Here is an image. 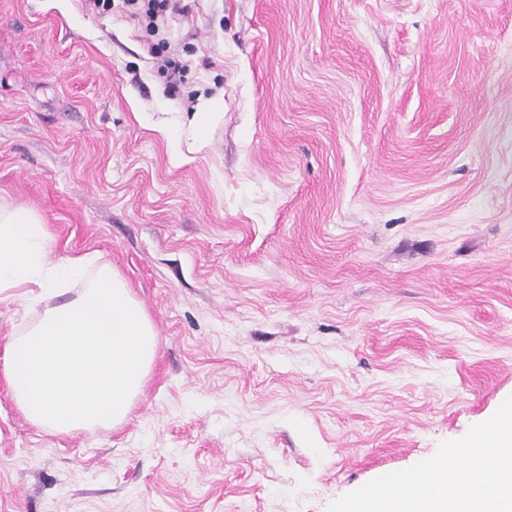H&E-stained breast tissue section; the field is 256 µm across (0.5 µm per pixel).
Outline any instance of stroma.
<instances>
[{
    "label": "stroma",
    "mask_w": 512,
    "mask_h": 512,
    "mask_svg": "<svg viewBox=\"0 0 512 512\" xmlns=\"http://www.w3.org/2000/svg\"><path fill=\"white\" fill-rule=\"evenodd\" d=\"M188 5L0 0V208L159 344L114 429L44 433L0 372V512H325L512 394V0ZM125 6L134 16H138L147 22L146 27L152 31L158 29L160 23H164L174 15H184L187 5L184 0H124ZM224 108V95L217 94L209 98H199L195 111L192 112L190 121L201 128L214 120Z\"/></svg>",
    "instance_id": "stroma-1"
}]
</instances>
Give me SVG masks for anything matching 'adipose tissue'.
Instances as JSON below:
<instances>
[{"instance_id":"obj_1","label":"adipose tissue","mask_w":512,"mask_h":512,"mask_svg":"<svg viewBox=\"0 0 512 512\" xmlns=\"http://www.w3.org/2000/svg\"><path fill=\"white\" fill-rule=\"evenodd\" d=\"M49 235L27 209L0 211V294L44 302L68 283L74 298L46 306L0 350L11 397L35 427L57 436L122 424L157 357L143 306L110 264L85 255L51 259Z\"/></svg>"}]
</instances>
